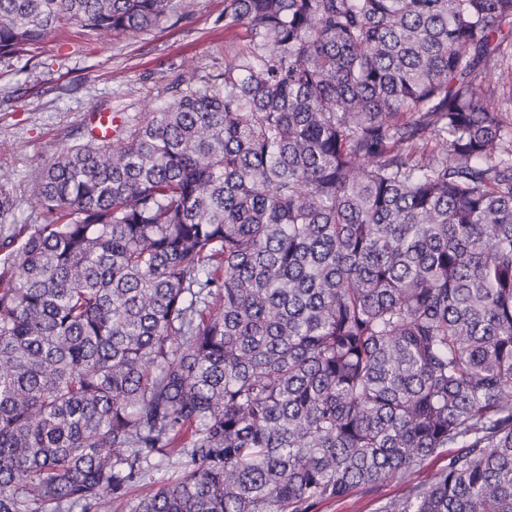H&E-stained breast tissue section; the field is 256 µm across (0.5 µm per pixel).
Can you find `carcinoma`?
Here are the masks:
<instances>
[{
	"instance_id": "1",
	"label": "carcinoma",
	"mask_w": 512,
	"mask_h": 512,
	"mask_svg": "<svg viewBox=\"0 0 512 512\" xmlns=\"http://www.w3.org/2000/svg\"><path fill=\"white\" fill-rule=\"evenodd\" d=\"M172 0H0V59ZM224 71L0 184V512H512V0H224ZM173 476L144 491L159 460ZM447 460H435L423 469L412 473L407 479H393L380 484L379 489L371 494L360 491L352 492L349 497L338 501L323 503L314 508V512H376L381 499L400 495L409 484H416L426 480L433 469L443 465Z\"/></svg>"
}]
</instances>
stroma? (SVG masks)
<instances>
[{"label": "stroma", "instance_id": "stroma-1", "mask_svg": "<svg viewBox=\"0 0 512 512\" xmlns=\"http://www.w3.org/2000/svg\"><path fill=\"white\" fill-rule=\"evenodd\" d=\"M223 10L224 0H173L172 13L136 36L116 39L72 25L33 59L0 61V182L16 197L13 223H37L27 186L44 161L88 140L90 116L108 112L120 121L167 102L176 75L200 84L223 72L239 36L225 28ZM429 474L424 468L314 512H375L380 500Z\"/></svg>", "mask_w": 512, "mask_h": 512}]
</instances>
